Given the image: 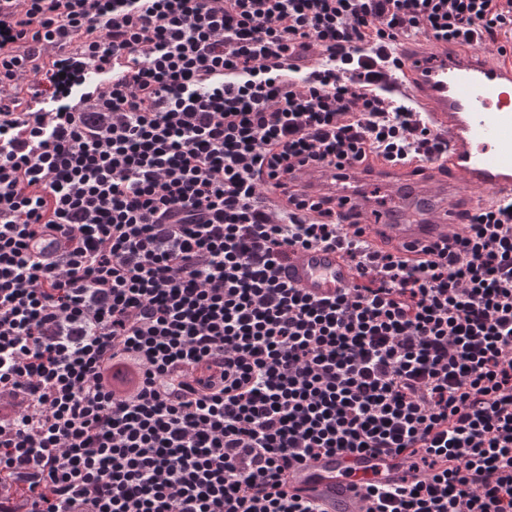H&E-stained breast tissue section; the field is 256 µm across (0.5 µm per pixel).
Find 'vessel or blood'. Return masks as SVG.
Instances as JSON below:
<instances>
[{"instance_id": "b4317fda", "label": "vessel or blood", "mask_w": 512, "mask_h": 512, "mask_svg": "<svg viewBox=\"0 0 512 512\" xmlns=\"http://www.w3.org/2000/svg\"><path fill=\"white\" fill-rule=\"evenodd\" d=\"M76 80L71 93L51 99L40 90L24 92L26 112H57L122 79L132 69L130 57L99 65L86 55L64 52ZM404 86L426 121L448 143L444 164L411 161L396 165L383 159L357 167L348 178L312 172L307 191L352 205L363 185L395 184L393 194L368 198L360 226L372 248L401 250L433 242L461 215L490 203H512V52L458 48L433 43L425 50L402 49ZM284 277L316 296L336 294L355 280V270L336 249L297 248L289 253ZM400 456L371 452L310 456L293 464L284 488L288 495L319 503L324 512H359L366 483L409 485L418 480Z\"/></svg>"}]
</instances>
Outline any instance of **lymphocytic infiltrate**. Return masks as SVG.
Instances as JSON below:
<instances>
[{"instance_id":"f902f5d3","label":"lymphocytic infiltrate","mask_w":512,"mask_h":512,"mask_svg":"<svg viewBox=\"0 0 512 512\" xmlns=\"http://www.w3.org/2000/svg\"><path fill=\"white\" fill-rule=\"evenodd\" d=\"M420 36L512 45V0H0V512H321L289 466L359 451L423 474L361 512H512V208L413 262L298 187L445 155ZM74 46L135 68L20 111ZM298 246L352 286L288 283ZM355 275L339 250L323 247L291 250L283 272L289 282L316 296L334 295L338 289L349 288Z\"/></svg>"}]
</instances>
